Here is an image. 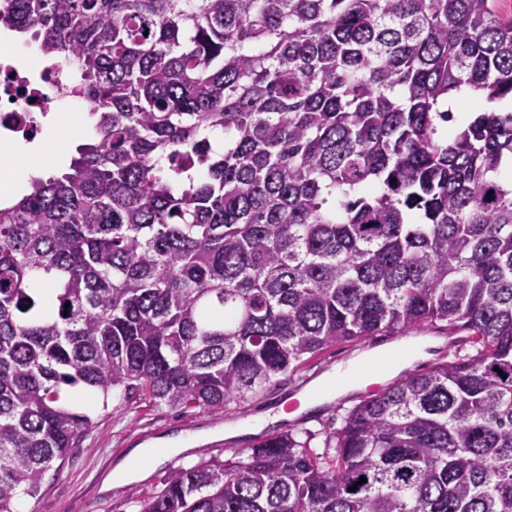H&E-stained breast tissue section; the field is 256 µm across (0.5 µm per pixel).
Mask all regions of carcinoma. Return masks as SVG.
<instances>
[{
    "label": "carcinoma",
    "mask_w": 512,
    "mask_h": 512,
    "mask_svg": "<svg viewBox=\"0 0 512 512\" xmlns=\"http://www.w3.org/2000/svg\"><path fill=\"white\" fill-rule=\"evenodd\" d=\"M0 26L76 64L62 93L97 133L0 201V512L91 428L76 389L222 410L326 347L433 321L464 322L476 355L372 394L321 451L276 434L180 467L140 512H512V111L448 138L439 110L512 96V15L0 0Z\"/></svg>",
    "instance_id": "1"
}]
</instances>
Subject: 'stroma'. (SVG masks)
Here are the masks:
<instances>
[{"label":"stroma","mask_w":512,"mask_h":512,"mask_svg":"<svg viewBox=\"0 0 512 512\" xmlns=\"http://www.w3.org/2000/svg\"><path fill=\"white\" fill-rule=\"evenodd\" d=\"M408 338L434 337L442 346L432 349L430 357L414 363L417 371H426L470 353V332L464 327L448 329L445 323H427L407 333ZM390 336L336 344L308 359L294 371L280 375L270 387L243 403H232L220 411L204 407L171 408L147 400L114 395L108 403L87 405L75 401L78 411L93 420L89 432L72 448L60 467L51 469L36 494L25 496L28 512H139L142 503L160 492L168 474L180 467L199 462L238 458L239 454L270 434L305 429L314 432L313 446H321V433L341 428L338 406L353 407L367 397V390L334 397L316 409L275 424L249 431L236 438L223 435L226 424L251 423L267 412L285 410L288 401L313 379L332 370L355 354L393 344ZM192 437V445L167 454L150 466L144 478L116 482L112 472L136 448H162L178 437Z\"/></svg>","instance_id":"obj_1"}]
</instances>
